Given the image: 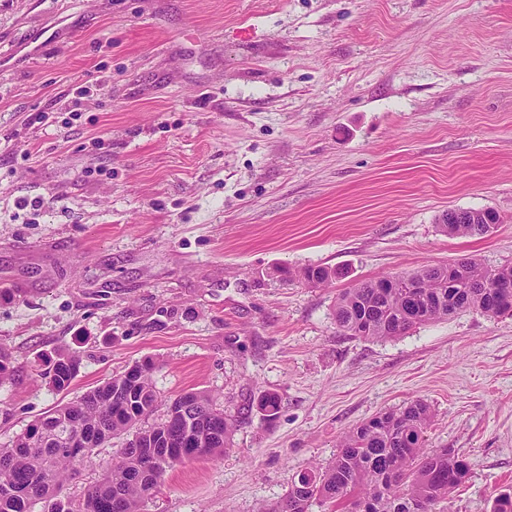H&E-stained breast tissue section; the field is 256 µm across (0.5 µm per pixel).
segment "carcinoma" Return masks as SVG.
I'll return each instance as SVG.
<instances>
[{
  "instance_id": "obj_1",
  "label": "carcinoma",
  "mask_w": 512,
  "mask_h": 512,
  "mask_svg": "<svg viewBox=\"0 0 512 512\" xmlns=\"http://www.w3.org/2000/svg\"><path fill=\"white\" fill-rule=\"evenodd\" d=\"M464 224L442 215L440 227L450 236H485L499 223L489 208L466 209ZM336 270L308 266L288 272V278L311 287L330 284ZM418 285L391 288L385 275L345 289L336 300V325L351 336L388 340L412 329L405 314L420 311V323L448 318L464 310L512 312V265L487 276L478 263L465 260L430 266L408 273ZM78 356L59 350L43 373L58 392L67 390L79 373ZM155 362H137L124 372L90 389L81 397L36 419L13 444L0 447V512H140L143 500L162 482L172 466L151 462L149 447L202 457L224 455L233 419L204 391L187 390L165 403L160 422L148 428L141 422L159 407L153 388ZM262 419L278 418L277 394L266 392L257 403ZM430 405L421 400L380 412L339 439L331 463L297 475L288 493L268 512H310L313 504L326 512H450L453 492L469 474L465 456L454 448L431 450L425 433L432 422ZM71 430L61 445L58 432ZM135 431L101 476L83 495L63 493L81 470L97 465V448Z\"/></svg>"
}]
</instances>
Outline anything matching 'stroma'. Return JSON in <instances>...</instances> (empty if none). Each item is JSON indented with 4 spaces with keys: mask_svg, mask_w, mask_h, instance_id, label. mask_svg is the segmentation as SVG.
<instances>
[{
    "mask_svg": "<svg viewBox=\"0 0 512 512\" xmlns=\"http://www.w3.org/2000/svg\"><path fill=\"white\" fill-rule=\"evenodd\" d=\"M455 208L500 222L451 237ZM471 256L512 265V0H0V447L150 358L160 400L201 390L236 421L141 512H266L417 399L428 447L469 462L455 512H491L512 315L390 341L333 316L358 281ZM316 265L330 286L284 275ZM59 348L81 360L64 392ZM454 210H448V213L443 214L440 219V223L442 224H439L442 231L448 233L450 236H485L499 223L497 213L492 209L486 208L476 210L458 209L464 210L467 221L465 222L466 224H454V222L449 220V215H451V211ZM48 367L43 373L48 384L58 392L67 390L79 373L78 356L67 350H59L47 362Z\"/></svg>",
    "mask_w": 512,
    "mask_h": 512,
    "instance_id": "obj_1",
    "label": "stroma"
}]
</instances>
